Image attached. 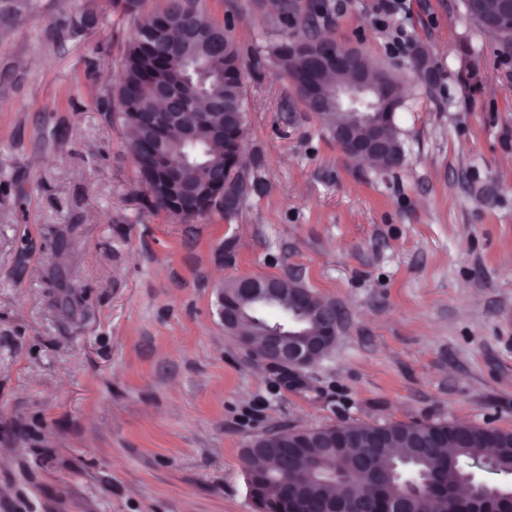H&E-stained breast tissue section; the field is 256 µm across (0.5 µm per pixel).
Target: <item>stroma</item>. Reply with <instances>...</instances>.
Masks as SVG:
<instances>
[{"label":"stroma","mask_w":512,"mask_h":512,"mask_svg":"<svg viewBox=\"0 0 512 512\" xmlns=\"http://www.w3.org/2000/svg\"><path fill=\"white\" fill-rule=\"evenodd\" d=\"M103 3L0 0V512H256L240 454L261 433L512 430V53L463 0H405L400 55L376 0H338L322 29L399 76L388 173L296 96L269 53L275 10L201 0L250 65L258 186L192 224L148 208L104 118L130 26ZM81 13L97 20L71 36ZM241 276L294 277L341 309L303 387L225 333L218 289Z\"/></svg>","instance_id":"obj_1"}]
</instances>
